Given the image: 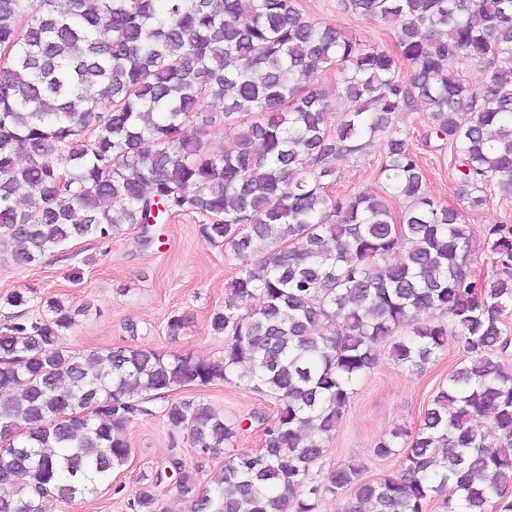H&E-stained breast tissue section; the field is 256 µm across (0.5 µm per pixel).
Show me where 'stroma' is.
Instances as JSON below:
<instances>
[{"instance_id": "1", "label": "stroma", "mask_w": 512, "mask_h": 512, "mask_svg": "<svg viewBox=\"0 0 512 512\" xmlns=\"http://www.w3.org/2000/svg\"><path fill=\"white\" fill-rule=\"evenodd\" d=\"M297 8L311 19L336 27L362 42L394 48V33L387 25L341 9L339 0H296ZM434 122L423 112H398L394 128L408 135L412 151L420 158L429 192L444 205L459 203L454 158L447 141L430 137ZM384 138H376L359 161H336L335 193L377 194L382 190L380 167ZM473 231L472 268L477 275L490 274L492 264L483 248L489 227L512 226V194L495 195L489 204L465 210ZM159 242L144 245L135 225H123L111 240L76 241L46 254L33 265H15L11 254L0 247V300L16 290L33 289L41 296H57L74 305L91 303L89 316L68 331L64 346L72 350H106L138 345L168 352L191 351L220 357L223 337L213 335L210 313L224 305V287L237 262L224 248L206 243L192 215H177L155 225ZM186 313L190 322L178 338H170L167 320L173 313ZM462 353L456 345L422 372L408 373L388 357L356 386L340 427L322 461L333 467L353 458L363 463L369 477L395 472L397 459L381 460L373 455L377 441L395 426L417 425L439 385L446 382ZM198 395L224 415L240 419L275 415L277 406L244 386L218 383L199 390ZM164 401L152 403L153 413L136 420L128 430L133 448L129 464L112 476L111 488L72 502L48 503V512H134L132 502L141 475L167 465L171 457L182 458L207 483L213 461L194 456L184 431L170 428L161 412Z\"/></svg>"}]
</instances>
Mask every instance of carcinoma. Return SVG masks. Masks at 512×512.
Instances as JSON below:
<instances>
[{
	"label": "carcinoma",
	"mask_w": 512,
	"mask_h": 512,
	"mask_svg": "<svg viewBox=\"0 0 512 512\" xmlns=\"http://www.w3.org/2000/svg\"><path fill=\"white\" fill-rule=\"evenodd\" d=\"M340 6L390 26L397 52L295 0H0V243L14 263L173 214L198 217L203 240L238 260L209 318L218 358L70 350L63 337L89 306L30 290L0 303V512H44L112 484L147 404L234 379L277 405L256 417L261 448L230 452L242 420L171 402L167 424L217 466L200 489L171 458L141 477L136 512H156L168 479L189 512H318L327 495L340 512H428L443 494L448 512H512V227L487 230L500 269L474 290L470 225L427 192L408 135L392 128L396 112L429 113L469 207L512 193V0ZM327 67L340 73L341 113L317 84ZM218 119L235 149L213 154ZM379 135L382 193L333 194V161L358 160ZM451 341L463 359L418 425L373 449L400 456L397 471L321 467L377 344L413 371Z\"/></svg>",
	"instance_id": "cac0c4a2"
}]
</instances>
